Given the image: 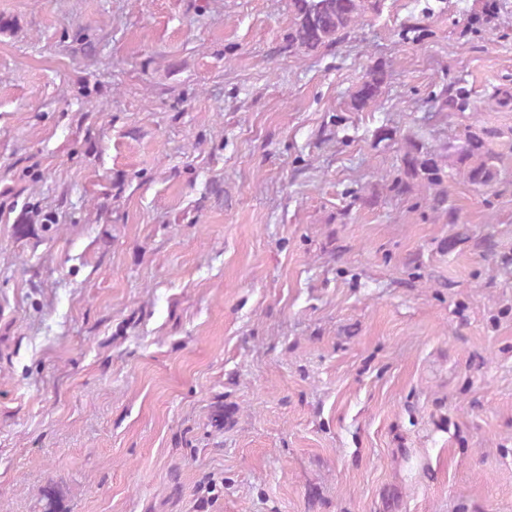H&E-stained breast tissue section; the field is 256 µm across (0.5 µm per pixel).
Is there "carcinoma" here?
<instances>
[{"label": "carcinoma", "instance_id": "obj_1", "mask_svg": "<svg viewBox=\"0 0 512 512\" xmlns=\"http://www.w3.org/2000/svg\"><path fill=\"white\" fill-rule=\"evenodd\" d=\"M385 0H292L294 19L288 32V49L309 53L339 43L368 14L382 12ZM387 84V71L377 63L371 66L361 83L350 94L349 108L362 112L377 102ZM498 137L490 128L474 126L457 143H448L439 153H431L419 140L405 138L401 157L402 176L395 183L400 192L416 186L431 191V207L448 213V223H460L459 215L444 208L445 182L457 175L476 188L493 186L499 176L501 153L489 148Z\"/></svg>", "mask_w": 512, "mask_h": 512}]
</instances>
